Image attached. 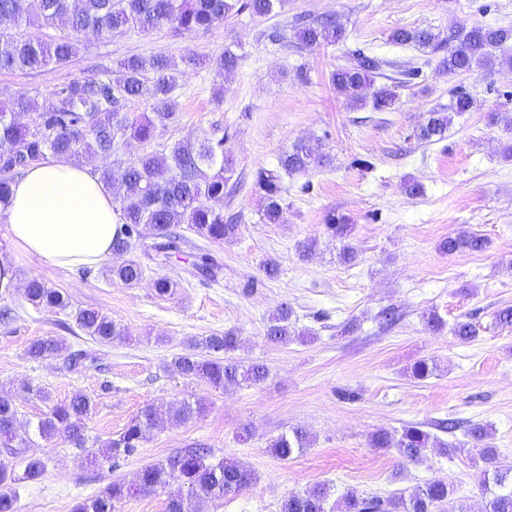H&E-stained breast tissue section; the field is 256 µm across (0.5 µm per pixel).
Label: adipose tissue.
<instances>
[{
	"mask_svg": "<svg viewBox=\"0 0 512 512\" xmlns=\"http://www.w3.org/2000/svg\"><path fill=\"white\" fill-rule=\"evenodd\" d=\"M0 219L20 253L64 270L109 259L120 229L112 199L90 167L55 158L15 179Z\"/></svg>",
	"mask_w": 512,
	"mask_h": 512,
	"instance_id": "1",
	"label": "adipose tissue"
}]
</instances>
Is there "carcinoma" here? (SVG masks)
<instances>
[{"instance_id":"cac0c4a2","label":"carcinoma","mask_w":512,"mask_h":512,"mask_svg":"<svg viewBox=\"0 0 512 512\" xmlns=\"http://www.w3.org/2000/svg\"><path fill=\"white\" fill-rule=\"evenodd\" d=\"M286 0H0V19L11 24L0 30V71H23L53 64L64 66L77 56L84 37L104 33L123 35L142 33L168 25L180 33L208 29L224 18L242 12L257 17L275 16ZM62 25L70 35L58 38L32 36L29 29ZM261 36L281 46L320 47L346 40V29L334 19L314 20L298 15L287 26H274ZM391 42L413 47L438 57V66L455 76L489 68L495 64L512 66V58L496 56V51L512 43V27L476 25L451 30L444 35L431 28H396ZM241 55L237 45L228 44L212 57L189 53L180 60L163 54L131 55L118 63L117 74L100 75L62 83L50 93L53 103L45 108L27 92H19L0 103V145L10 153L0 154V212L11 201L15 175L30 165L52 155L72 165L95 156L102 161L98 175L112 195V205L122 224V236L112 250L127 253L136 248L137 240L149 230L152 238L145 254L164 262L180 251L183 235L178 227L185 224L201 238L222 244L239 232L240 225L224 221V188L231 178L230 158L224 150L225 137L159 143L132 161L120 156L123 145L138 141L154 142L156 132L174 122L179 112L177 90L181 67L211 70L218 77L236 71ZM383 58L360 49L351 50L346 62L331 73V83L352 107L367 104L377 112H389L396 103V92L389 86L377 88L372 96L364 94L373 85L375 75L383 69ZM448 109L434 110L418 129V139L431 143L445 137L452 115L471 110L473 98L462 87L451 90ZM146 100L150 112L130 115L128 104ZM33 114V123L23 118ZM324 162L319 145L309 140L294 143L279 159L281 172L261 170L255 187L265 199L263 220L280 221L282 213V176L291 177L312 165ZM486 239L474 233H460L443 243V250L454 254L479 252ZM195 267L209 279L216 280L219 265L208 254L199 257ZM112 278L127 286L138 284L144 276L143 264L129 258L112 267ZM25 299L32 306L66 309L69 301L60 291L33 277L24 288ZM292 310L281 306L266 324L265 337L277 344H288L296 330L291 323ZM77 328L91 340L103 345L126 340L128 333L119 323L93 309L74 313ZM454 335L464 343L477 337L469 321H459ZM236 338L231 334H213L190 339L189 352L175 356L169 368L187 380H204L218 390L242 383L258 384L268 376L260 363L243 365L224 354L233 350ZM66 350L57 338L33 342L27 354L33 360L54 358ZM90 397L76 393L69 400L54 404L32 430L18 433L20 422L14 400L0 395V447L21 458L23 472L0 466V512H16V484L36 481L44 474L46 460L26 454L30 434L44 440L63 431L68 434L86 460L120 467V462L134 455L151 431L179 425L201 414L203 404L182 401L161 411L148 407L133 417L124 431L97 451L85 447V421L91 414ZM467 436L479 445V457L486 467L479 474L484 491L489 494L486 512H512V465L499 462L497 450L488 442L490 432L481 423L470 425ZM310 444L307 431L296 428L273 443V452L288 460ZM373 448H392L407 462H418L425 451L436 448L443 455L450 452L418 425L403 428L400 436L378 429L370 434ZM181 483L186 494L167 503V512H197V506L213 499L236 494L252 484L255 474L243 463L227 458L216 459L206 448H186L164 462L142 468L137 479L127 484L115 480L98 495L76 503L73 512H116L127 498L153 493L170 480ZM453 490L443 479L431 480L423 488L406 496L396 493L387 498L346 493L337 503L336 512H468L452 498ZM328 490L317 484L285 497L279 512H327Z\"/></svg>"}]
</instances>
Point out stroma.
<instances>
[{
	"label": "stroma",
	"mask_w": 512,
	"mask_h": 512,
	"mask_svg": "<svg viewBox=\"0 0 512 512\" xmlns=\"http://www.w3.org/2000/svg\"><path fill=\"white\" fill-rule=\"evenodd\" d=\"M299 13L335 16L347 41L297 50L260 39L261 30ZM474 25L512 26V0H288L270 18L244 12L191 33L164 26L104 35L87 41L66 66L0 72V102L26 91L47 105L55 85L98 75L132 54L211 56L232 42L242 56L219 100L211 71L186 70L178 117L157 133L162 143L226 136L234 171L224 213L240 224L236 237L210 246L185 231L181 252L162 264L144 260L145 276L133 287L113 280L117 255L73 272L19 256L21 280L40 278L65 294L71 310L96 309L125 325L123 343L101 345L79 329H63L65 313L31 306L22 288L0 292V310L11 311L0 319V391L14 397L20 422L37 421L50 402L83 393L95 403L86 445L98 448L146 407L189 399L206 409L151 433L114 470L80 458L65 433L32 436L28 451L46 459L47 469L21 485L17 512H72L112 480L134 482L144 466L197 444L242 461L257 476L247 490L205 502L202 512H279L289 493L317 483L327 484L334 501L350 491L385 498L435 478L448 481L468 512H484L477 450L462 428L488 425L500 461L512 463V326L495 319L512 306V158L502 155L512 132L487 120L492 112L512 115V67L451 76L415 48L389 41L399 27L446 32ZM355 46L387 60L375 83L396 85L393 111L350 107L333 88L331 71ZM412 66L418 78L400 84L401 70ZM458 85L474 100L470 112L454 118L442 141H418L417 128L429 112L448 106ZM302 139L318 143L327 160L284 179L281 219L264 223L255 177L277 170L281 155ZM409 180L419 194L406 193ZM332 214L351 224L348 238L327 234ZM461 232L486 238L485 249L444 252L442 242ZM310 240L315 255L306 261L299 247ZM347 245L357 253L350 263L341 258ZM206 248L221 267L214 281L192 266ZM269 259L280 266L277 278L262 271ZM160 275L175 282L173 295L155 294ZM284 303L302 336L268 343L267 320ZM386 307L400 315L390 328L379 317ZM432 312L442 320L436 330L426 323ZM460 320L476 326L475 341L463 344L453 335ZM224 333L237 338L235 358L267 365L266 380L222 391L169 370L189 339ZM49 336L86 351L88 360L70 367L59 358L30 359L29 345ZM421 359L437 370L416 380L409 369ZM448 419L461 430L436 431ZM412 424L436 432L453 453L431 449L422 461L404 463L394 450L368 443L375 430L398 433ZM245 426L251 436L242 441ZM295 428L306 430L312 444L279 459L272 440Z\"/></svg>",
	"instance_id": "1"
}]
</instances>
